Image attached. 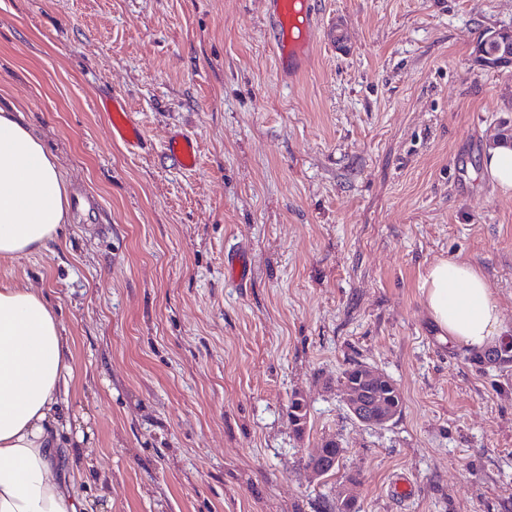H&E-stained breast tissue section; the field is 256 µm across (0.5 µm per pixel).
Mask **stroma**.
Masks as SVG:
<instances>
[{
  "instance_id": "35a3bbf8",
  "label": "stroma",
  "mask_w": 512,
  "mask_h": 512,
  "mask_svg": "<svg viewBox=\"0 0 512 512\" xmlns=\"http://www.w3.org/2000/svg\"><path fill=\"white\" fill-rule=\"evenodd\" d=\"M319 11L344 45L287 83L265 0H0V108L72 196L57 240L0 280L43 289L74 340L61 401L90 432L60 453L106 512H326L349 475L359 512H512V367L438 336L419 290L432 262L467 261L512 329V194L482 167L512 129V64L477 58L512 0ZM115 93L145 134L132 155L95 108ZM176 127L196 171L160 159ZM355 362L402 390L388 426L349 415ZM331 438L340 471L313 478L301 458ZM224 264L232 272V278L238 285H246L249 273L250 263L247 256L228 252L224 256Z\"/></svg>"
}]
</instances>
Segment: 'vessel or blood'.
I'll use <instances>...</instances> for the list:
<instances>
[{
    "label": "vessel or blood",
    "mask_w": 512,
    "mask_h": 512,
    "mask_svg": "<svg viewBox=\"0 0 512 512\" xmlns=\"http://www.w3.org/2000/svg\"><path fill=\"white\" fill-rule=\"evenodd\" d=\"M265 36L272 50L277 73L283 77L301 74L319 43H335V28H322L318 0H268ZM106 112L113 142L127 152L136 153L145 143V135L126 102L119 96L101 101ZM164 162L193 171L200 164L196 139L180 130L169 131L163 146ZM224 264L237 284H246L250 263L247 256L226 253Z\"/></svg>",
    "instance_id": "1"
}]
</instances>
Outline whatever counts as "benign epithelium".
I'll return each instance as SVG.
<instances>
[{
	"label": "benign epithelium",
	"instance_id": "obj_1",
	"mask_svg": "<svg viewBox=\"0 0 512 512\" xmlns=\"http://www.w3.org/2000/svg\"><path fill=\"white\" fill-rule=\"evenodd\" d=\"M490 50L489 57L502 64L512 60V30H500L484 38L480 50ZM343 402L349 414L359 423L369 427H385L395 420L404 398L400 387L388 376L366 365L359 364L355 379L343 382ZM327 455L307 465L316 478H324L337 463L332 450L334 440L326 441Z\"/></svg>",
	"mask_w": 512,
	"mask_h": 512
}]
</instances>
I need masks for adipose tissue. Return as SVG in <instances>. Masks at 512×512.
Here are the masks:
<instances>
[{
  "instance_id": "1",
  "label": "adipose tissue",
  "mask_w": 512,
  "mask_h": 512,
  "mask_svg": "<svg viewBox=\"0 0 512 512\" xmlns=\"http://www.w3.org/2000/svg\"><path fill=\"white\" fill-rule=\"evenodd\" d=\"M69 217L64 173L18 112L0 110V259L47 250ZM424 310L459 346L483 350L506 330L480 270L457 258L428 265ZM65 336L41 290L0 281V512H93L55 463L73 420L57 395L76 375Z\"/></svg>"
}]
</instances>
